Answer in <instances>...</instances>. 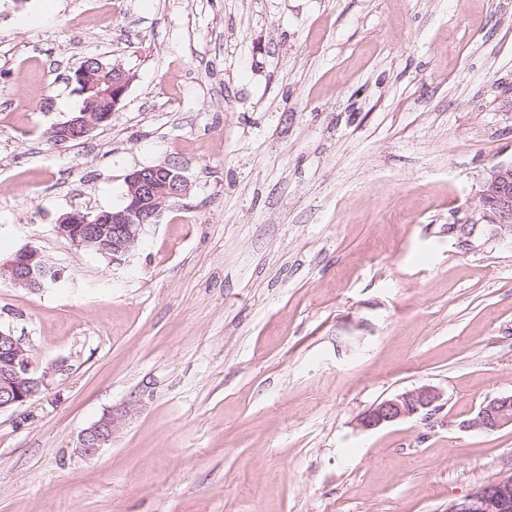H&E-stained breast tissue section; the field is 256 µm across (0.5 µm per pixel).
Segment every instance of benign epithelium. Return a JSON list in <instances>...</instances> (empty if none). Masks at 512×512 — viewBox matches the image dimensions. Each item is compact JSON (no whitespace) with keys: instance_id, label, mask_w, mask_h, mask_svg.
<instances>
[{"instance_id":"benign-epithelium-1","label":"benign epithelium","mask_w":512,"mask_h":512,"mask_svg":"<svg viewBox=\"0 0 512 512\" xmlns=\"http://www.w3.org/2000/svg\"><path fill=\"white\" fill-rule=\"evenodd\" d=\"M75 79L89 88L106 83L104 94L117 109L130 83V76L119 64L95 60L90 68L81 69ZM105 118L98 112L81 109L51 131L52 139L67 142L85 137L98 128ZM125 205L112 211V259H117L136 245L143 225L142 213L148 209L157 218L166 202L186 194L187 181L182 175L166 174L160 168H144L126 178ZM480 209L479 223L497 228L498 235L512 240V162H500L487 168L477 194ZM56 231L74 246L98 252L105 250L103 234L89 216L78 210L68 212L58 220ZM46 259L31 247L20 249L7 264L10 280L17 287L36 288L45 275ZM0 412L13 410L36 395L46 384L48 374L32 372L30 352L23 340L10 330L0 329ZM443 394L432 386H422L387 398L366 411L359 425L366 430L406 420L437 407ZM116 419L110 412L79 436L78 451L88 457L112 442ZM512 426V397L495 398L483 404L468 427L495 432ZM448 512H512V473L489 483L475 493L448 504Z\"/></svg>"}]
</instances>
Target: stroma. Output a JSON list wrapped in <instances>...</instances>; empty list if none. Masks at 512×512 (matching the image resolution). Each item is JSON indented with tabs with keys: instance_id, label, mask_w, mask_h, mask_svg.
I'll return each instance as SVG.
<instances>
[{
	"instance_id": "1",
	"label": "stroma",
	"mask_w": 512,
	"mask_h": 512,
	"mask_svg": "<svg viewBox=\"0 0 512 512\" xmlns=\"http://www.w3.org/2000/svg\"><path fill=\"white\" fill-rule=\"evenodd\" d=\"M85 4L0 0V328L50 374L0 413V512H448L512 473V427L469 426L512 395V244L475 209L512 162V0ZM87 56L129 88L52 144ZM167 164L188 191L128 254L57 233ZM26 246L57 286L12 284ZM421 386L431 416L359 428ZM116 419L112 412L104 414L95 424L79 436L78 451L88 457L95 456L101 448L112 442Z\"/></svg>"
}]
</instances>
